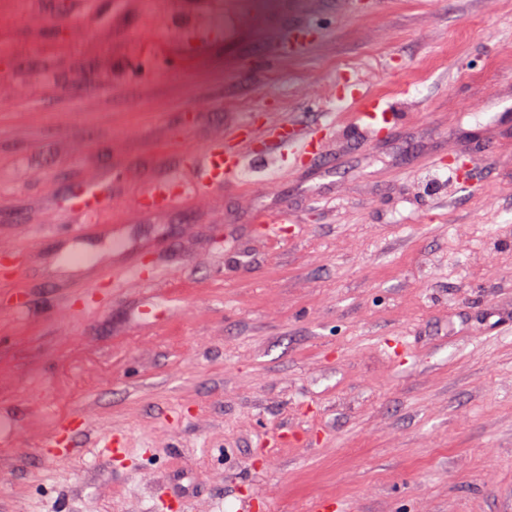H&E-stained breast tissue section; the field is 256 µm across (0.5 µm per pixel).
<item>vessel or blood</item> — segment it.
Segmentation results:
<instances>
[{
	"mask_svg": "<svg viewBox=\"0 0 512 512\" xmlns=\"http://www.w3.org/2000/svg\"><path fill=\"white\" fill-rule=\"evenodd\" d=\"M358 129L367 134L378 133L379 126L388 119L379 99L368 103L355 115ZM316 127L281 120L276 114H266L259 126L234 129L224 134L223 145L211 148L201 155L203 182L181 183L177 177L149 187L139 198V207L159 201L163 206L176 205L186 196H200L217 183L234 182L256 154L268 160H289L305 156L313 147L322 146ZM106 203L101 184L95 183L75 190L70 204L85 219H93Z\"/></svg>",
	"mask_w": 512,
	"mask_h": 512,
	"instance_id": "b4317fda",
	"label": "vessel or blood"
}]
</instances>
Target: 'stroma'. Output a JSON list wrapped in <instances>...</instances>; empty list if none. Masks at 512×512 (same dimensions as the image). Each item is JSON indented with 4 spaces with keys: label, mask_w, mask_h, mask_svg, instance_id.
Masks as SVG:
<instances>
[{
    "label": "stroma",
    "mask_w": 512,
    "mask_h": 512,
    "mask_svg": "<svg viewBox=\"0 0 512 512\" xmlns=\"http://www.w3.org/2000/svg\"><path fill=\"white\" fill-rule=\"evenodd\" d=\"M269 112L330 152L137 208ZM1 248L0 512H512V0H0ZM304 35L303 29L276 31L279 48L282 51H288V53L299 52L308 44L309 40ZM385 111L379 99H369L368 103L355 115L358 129L370 137L378 133L380 124L388 119V112ZM106 203L102 185L91 184L75 190L70 197V204L87 220L93 219Z\"/></svg>",
    "instance_id": "1"
}]
</instances>
